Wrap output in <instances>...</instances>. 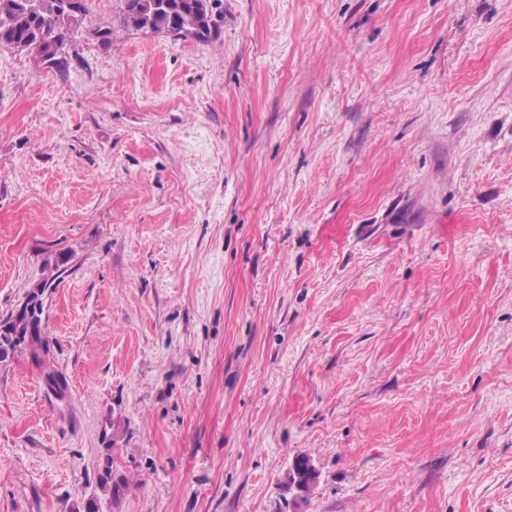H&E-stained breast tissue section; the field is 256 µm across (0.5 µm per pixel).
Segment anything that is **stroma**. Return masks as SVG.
I'll use <instances>...</instances> for the list:
<instances>
[{
    "instance_id": "35a3bbf8",
    "label": "stroma",
    "mask_w": 512,
    "mask_h": 512,
    "mask_svg": "<svg viewBox=\"0 0 512 512\" xmlns=\"http://www.w3.org/2000/svg\"><path fill=\"white\" fill-rule=\"evenodd\" d=\"M123 3L0 51V512H512V0ZM168 9L145 14L140 0H124L123 25L134 29H177L178 37H208L209 12L222 5V0H167ZM25 319V313L17 317V324H13V334H0V363L6 362L22 346L32 351L36 355V350L40 349L46 342L42 328L39 326L28 333L27 321L22 325L20 334H16L17 327ZM102 472L99 474V486L105 495H109L113 502L119 501L128 488L129 480L125 476H121L114 480L115 476L112 472V458L106 457L102 463Z\"/></svg>"
}]
</instances>
